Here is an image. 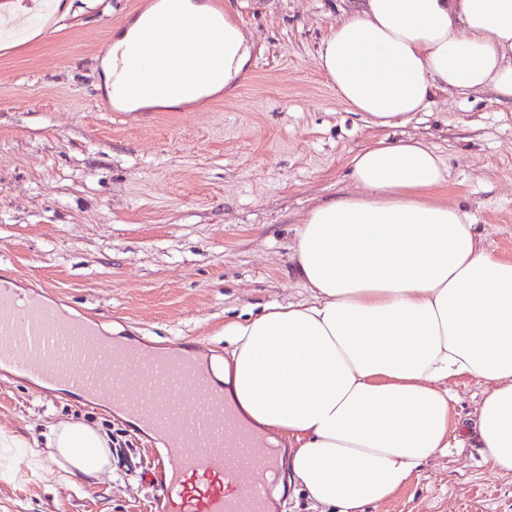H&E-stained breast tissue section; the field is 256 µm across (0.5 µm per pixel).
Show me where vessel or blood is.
<instances>
[{"instance_id": "1", "label": "vessel or blood", "mask_w": 512, "mask_h": 512, "mask_svg": "<svg viewBox=\"0 0 512 512\" xmlns=\"http://www.w3.org/2000/svg\"><path fill=\"white\" fill-rule=\"evenodd\" d=\"M172 11L151 17L146 32L172 36L193 24ZM199 346L158 351L115 343L85 317L62 314L48 299L0 277V371L54 386L70 385L105 401L166 449L144 471L158 512H270L281 455L227 406L199 365Z\"/></svg>"}]
</instances>
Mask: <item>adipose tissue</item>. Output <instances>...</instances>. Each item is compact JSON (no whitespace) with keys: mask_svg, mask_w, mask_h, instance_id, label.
Returning a JSON list of instances; mask_svg holds the SVG:
<instances>
[{"mask_svg":"<svg viewBox=\"0 0 512 512\" xmlns=\"http://www.w3.org/2000/svg\"><path fill=\"white\" fill-rule=\"evenodd\" d=\"M133 25L102 63L115 86L118 50H139L145 106L187 95L165 58L207 37L217 85L245 74L248 39L233 21L159 40ZM338 98L376 127L409 122L436 92L491 90L512 100V0H362L317 53ZM360 195L313 207L291 262L305 298L224 323L216 379L259 430L288 437V484L317 512H363L406 487L451 446L475 448L512 476V259L494 254L458 206L431 199L448 179L425 142L379 140L351 160ZM484 386L467 428L449 383ZM43 443L0 427L27 469L100 478L112 440L80 421L49 425ZM57 466H45V458Z\"/></svg>","mask_w":512,"mask_h":512,"instance_id":"adipose-tissue-1","label":"adipose tissue"}]
</instances>
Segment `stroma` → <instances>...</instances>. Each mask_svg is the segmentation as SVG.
<instances>
[{
    "label": "stroma",
    "mask_w": 512,
    "mask_h": 512,
    "mask_svg": "<svg viewBox=\"0 0 512 512\" xmlns=\"http://www.w3.org/2000/svg\"><path fill=\"white\" fill-rule=\"evenodd\" d=\"M155 0H0V273L110 335L206 345L224 321L305 297L291 247L309 210L354 187L353 156L379 138L424 140L448 168L434 199L460 206L512 259V101L437 92L406 125L378 129L316 64L360 0H224L251 45L232 89L117 117L102 60L114 29ZM75 419L112 438V475L6 473L0 512H146L147 433L103 403L0 377V427L40 438ZM368 512H512V477L451 448Z\"/></svg>",
    "instance_id": "35a3bbf8"
}]
</instances>
